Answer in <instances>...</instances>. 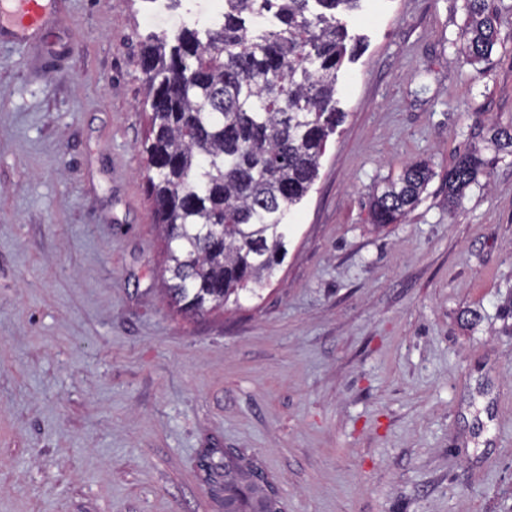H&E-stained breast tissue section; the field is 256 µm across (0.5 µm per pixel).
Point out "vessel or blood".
<instances>
[{"label": "vessel or blood", "instance_id": "obj_1", "mask_svg": "<svg viewBox=\"0 0 512 512\" xmlns=\"http://www.w3.org/2000/svg\"><path fill=\"white\" fill-rule=\"evenodd\" d=\"M51 10V0H0V42H40Z\"/></svg>", "mask_w": 512, "mask_h": 512}]
</instances>
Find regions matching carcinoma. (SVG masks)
<instances>
[{
    "label": "carcinoma",
    "instance_id": "carcinoma-1",
    "mask_svg": "<svg viewBox=\"0 0 512 512\" xmlns=\"http://www.w3.org/2000/svg\"><path fill=\"white\" fill-rule=\"evenodd\" d=\"M359 0H224L221 22L152 34L141 68L149 107L146 178L164 237V292L202 315L268 280L286 255L288 215L317 179L346 54L341 12ZM499 13L466 0V59L490 55ZM490 142L512 153V127ZM489 161L460 154L445 175L448 207ZM433 176L408 163L370 202L371 222L396 224ZM255 471L224 464L233 512H281Z\"/></svg>",
    "mask_w": 512,
    "mask_h": 512
}]
</instances>
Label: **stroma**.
<instances>
[{"label": "stroma", "mask_w": 512, "mask_h": 512, "mask_svg": "<svg viewBox=\"0 0 512 512\" xmlns=\"http://www.w3.org/2000/svg\"><path fill=\"white\" fill-rule=\"evenodd\" d=\"M465 0H361L346 117L256 295L162 293L141 45L167 0H54L0 42V512H224V462L282 512H512V0L464 63ZM493 161L448 205L459 153ZM399 223L368 200L417 157Z\"/></svg>", "instance_id": "stroma-1"}]
</instances>
